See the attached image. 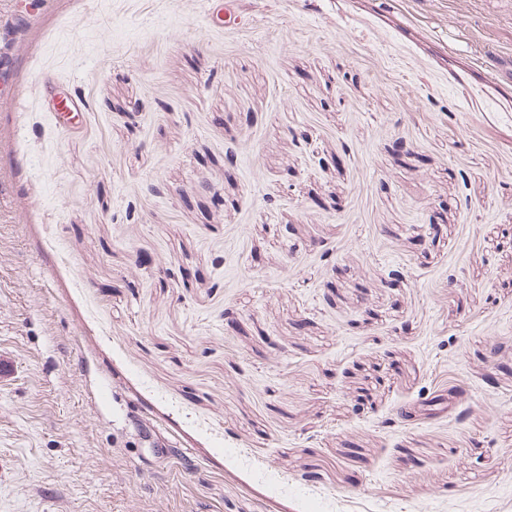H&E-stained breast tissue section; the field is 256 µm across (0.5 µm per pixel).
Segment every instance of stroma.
<instances>
[{
    "label": "stroma",
    "instance_id": "stroma-1",
    "mask_svg": "<svg viewBox=\"0 0 512 512\" xmlns=\"http://www.w3.org/2000/svg\"><path fill=\"white\" fill-rule=\"evenodd\" d=\"M235 11L0 0V512H512V0Z\"/></svg>",
    "mask_w": 512,
    "mask_h": 512
}]
</instances>
